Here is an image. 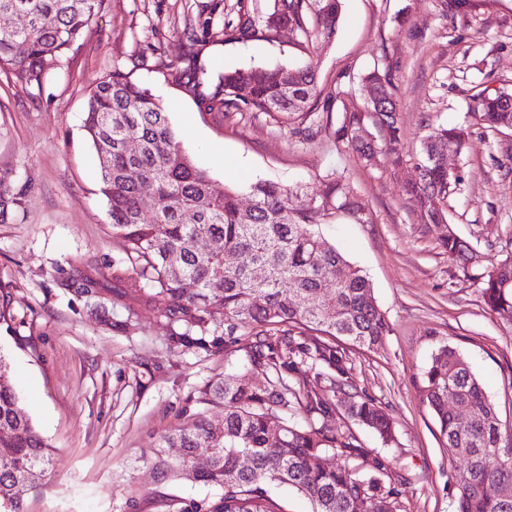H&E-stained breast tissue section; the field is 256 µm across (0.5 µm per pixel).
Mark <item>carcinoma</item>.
I'll return each mask as SVG.
<instances>
[{
    "instance_id": "1",
    "label": "carcinoma",
    "mask_w": 512,
    "mask_h": 512,
    "mask_svg": "<svg viewBox=\"0 0 512 512\" xmlns=\"http://www.w3.org/2000/svg\"><path fill=\"white\" fill-rule=\"evenodd\" d=\"M104 0H0V13L24 19L19 28L0 29V74L41 92L49 70L44 60L65 63L80 50L85 31ZM342 0H272L262 14L245 13L234 27L240 36L262 28L272 37L275 19L288 17L298 45L307 50L319 36L336 34ZM204 69L188 48L185 66L175 79L194 94L199 112L224 120L239 107L234 87L245 82L256 112L278 114L302 127L314 115L319 96L313 63L304 66L216 70L202 89ZM362 81L376 85L385 107L364 111L343 109L332 135L336 147L370 162L383 144L385 158L397 166L401 128L389 70L377 65ZM473 116L487 128L512 129V92L480 94ZM378 130L379 140L360 132ZM84 131L100 167V192L106 200L112 233L121 238L131 264L117 269V296H134L166 318L169 345L177 350L228 352L224 336L242 329L250 338L246 361L271 372L257 383L245 373H226L201 391L203 404L219 405L224 420L213 423L197 413L161 437L151 463L158 483L186 480L216 490L211 497L183 502L177 512H284L271 487L287 485L313 504V512H394L393 500L381 491L378 477H362L346 466L325 465L327 454L360 457L364 448L354 439L323 425L304 426L299 417L328 418L338 407L384 439L393 422L371 399L350 398L346 367L336 341L372 348L391 331L378 308L373 288L362 270L319 231L336 214L359 224L370 223L365 208L342 175L325 180L322 193L310 195L301 186L257 181L248 187L244 205L238 191L218 190L206 171L183 150L168 112L151 91L115 70L90 89ZM468 131L437 127L422 144L420 178L405 186L425 224L448 222V192H457L464 178L448 176V163L436 159L441 145L459 153ZM140 150L131 153L126 141ZM135 172L140 181H134ZM152 185L155 201L145 205L139 182ZM29 187L0 174V221L8 207L19 208ZM209 249L202 251L198 241ZM452 258L469 260L466 242L453 234L440 238ZM228 253L250 257L238 267L224 263ZM481 283L487 308L512 325V256L473 274ZM191 283L189 290L185 285ZM67 287L79 296L112 292L104 280L77 271ZM323 365L328 392L304 369ZM423 403L436 420L440 443L464 462L458 480V512H512V437L504 435L494 403L454 348L445 345L433 357L421 388ZM469 416L464 428L448 408V397ZM209 451L208 463L196 466V453ZM52 448L21 410L0 355V512H23L25 495L46 475ZM247 457L250 466L240 460Z\"/></svg>"
}]
</instances>
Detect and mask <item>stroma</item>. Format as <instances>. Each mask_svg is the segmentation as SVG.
<instances>
[{
    "instance_id": "stroma-1",
    "label": "stroma",
    "mask_w": 512,
    "mask_h": 512,
    "mask_svg": "<svg viewBox=\"0 0 512 512\" xmlns=\"http://www.w3.org/2000/svg\"><path fill=\"white\" fill-rule=\"evenodd\" d=\"M270 0H105L73 61L54 66L31 95L0 75V173L28 182L22 210L0 223V287L11 296L0 322V353L11 367L20 405L54 450L45 480L24 512H167L166 502L201 498L199 485L156 482L151 450L185 413L222 421V408L200 405V390L227 372L264 381L244 368L246 337L231 356L170 348L164 318L111 294L87 299L67 282L79 263L111 279L128 264L99 192L100 171L83 130L88 91L120 70L151 89L196 165L217 188L246 190L257 181L321 189L343 174L371 221L339 216L321 227L372 284L391 332L368 349H340L353 394L372 399L394 421L391 439L344 410L315 425L354 437L359 458L335 465L377 474L395 512H457L462 460L449 456L419 386L441 346L458 350L512 429V325L486 308L470 270L438 238L454 232L483 266L512 256V130L474 124L470 106L482 90H512V0H343L336 35L299 48L288 31L233 39L224 26ZM198 38L205 72L313 62L318 112L363 108L358 77L388 67L399 107L403 162L367 165L338 149L328 131L311 139L250 109L224 122L201 114L171 76ZM469 127L468 146L448 156L465 182L448 199L450 225L423 224L402 188L415 175L420 143L433 127ZM383 470H376V463Z\"/></svg>"
}]
</instances>
